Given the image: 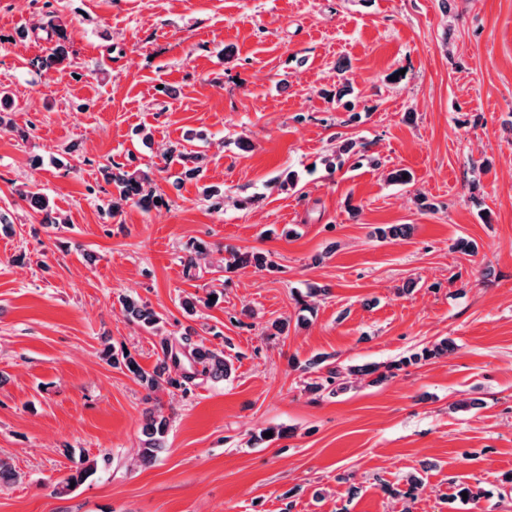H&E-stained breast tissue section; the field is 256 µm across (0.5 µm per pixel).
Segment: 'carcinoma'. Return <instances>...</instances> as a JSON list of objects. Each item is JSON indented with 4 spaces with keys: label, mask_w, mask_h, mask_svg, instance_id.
Segmentation results:
<instances>
[{
    "label": "carcinoma",
    "mask_w": 512,
    "mask_h": 512,
    "mask_svg": "<svg viewBox=\"0 0 512 512\" xmlns=\"http://www.w3.org/2000/svg\"><path fill=\"white\" fill-rule=\"evenodd\" d=\"M56 35L58 40L49 54L41 60V66L50 69L53 66L62 63L68 57L66 47V25H57ZM358 165L364 160L361 150L357 149V143L347 141L336 146L331 153L321 158V165L328 175H333L337 169L344 166L348 161ZM105 176L114 184L118 197L110 203L112 211L119 210L121 203L132 201L139 205L143 210L148 211L152 207L162 202V198L155 196L152 187L153 179L150 172L141 168L133 171H123L118 174L104 169ZM18 194L23 199L29 201L34 208L45 213L44 223L59 224L61 220L50 216V199L47 195L28 189V185H23ZM410 229L408 224H388L375 229V234L380 239H397L407 234ZM230 264L233 266H253L257 269H264L271 266V260L263 253H240L238 251L230 252ZM216 296V299H210V296ZM224 297V290L213 289L209 291V296L201 298H187L184 300V306L190 310L196 308L198 304L205 307L218 305ZM124 312L128 317L135 321L144 329L158 332L161 330L162 318L147 304L130 297L121 299ZM454 350V343L449 339H443L431 346H425L417 351L404 356L395 368L402 366L418 365L432 359L440 358ZM162 358L158 359L152 371L144 370L134 358L126 355L119 358L110 353V349H105V355L109 356L112 366H123L133 375L140 386L149 392H154L168 385L177 389L184 388L195 377L203 376L213 381H221L230 376L232 372L231 364L224 358V352L212 350L203 345H192L188 342V337L180 338L178 344L165 337L161 342ZM187 360L188 369L184 370L177 378L171 375V370L178 368L180 358ZM349 381L346 373L337 367L327 368L325 374L314 379L310 384V390L315 393L327 391L331 394H337L347 390ZM169 430V421L163 417L149 412L147 423L143 428L142 448H140L139 457L142 462L147 463L154 460L158 453L163 449V440ZM111 463V458L106 457L99 463L95 460H89L82 457L75 461L74 469L71 473L56 482L55 493L59 496L67 495L73 488L71 485H80L90 474L97 470L98 465L104 466Z\"/></svg>",
    "instance_id": "cac0c4a2"
}]
</instances>
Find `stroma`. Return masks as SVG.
Wrapping results in <instances>:
<instances>
[{"label": "stroma", "mask_w": 512, "mask_h": 512, "mask_svg": "<svg viewBox=\"0 0 512 512\" xmlns=\"http://www.w3.org/2000/svg\"><path fill=\"white\" fill-rule=\"evenodd\" d=\"M61 22L69 57L40 69ZM346 80L357 122L328 96ZM0 91V457L21 475L0 512H512V0H0ZM347 140L363 166L327 175ZM178 144L198 178L163 170ZM112 164L152 170L162 204L106 217ZM287 169L297 188L271 187ZM401 169L411 184L388 181ZM385 224L410 231L376 239ZM195 239L210 255L188 270ZM232 249L276 267L226 268ZM122 295L230 378L150 394L112 367L109 345L148 371L161 353ZM319 357L347 391H309ZM152 412L170 429L144 463ZM80 454L112 462L56 495ZM29 186L24 184L19 190L18 194L23 199L29 201L34 208L41 212H45V224H59L60 219L58 218H52L50 216L51 213V206H50V199L47 195L39 192V191H32L28 189ZM121 303L126 315L139 326L154 332L161 330V323H163L162 318L154 310L149 308L146 303L130 297H122ZM454 350V343L450 339H442L431 346H425L420 350L409 353L404 356L399 363L395 364V368L400 369V366H413L422 362H427L432 359L440 358Z\"/></svg>", "instance_id": "obj_1"}]
</instances>
